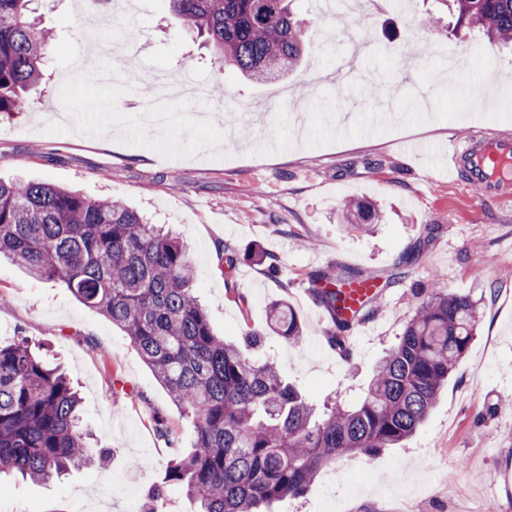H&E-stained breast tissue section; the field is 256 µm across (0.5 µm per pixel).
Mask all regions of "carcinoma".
I'll list each match as a JSON object with an SVG mask.
<instances>
[{
    "mask_svg": "<svg viewBox=\"0 0 512 512\" xmlns=\"http://www.w3.org/2000/svg\"><path fill=\"white\" fill-rule=\"evenodd\" d=\"M33 0H0V113L21 112L23 93L42 76L49 34L31 17ZM292 0H169L174 19L206 36L216 61L257 83L278 80L307 44ZM453 28L478 32L512 51V0H443ZM344 223L381 221L374 204L349 200ZM38 279L62 282L131 339L180 415L192 420L195 451L173 456L162 483L146 490L145 512H161L177 485L195 512H261L303 496L345 454L374 456L414 434L469 349L481 319L464 293L434 290L396 345L376 365L359 401L322 414L270 362L246 350L261 337L226 342L193 295L195 266L186 245L118 200L94 198L49 182L0 181V259ZM367 281L344 268L312 280L332 315L336 346L353 319L344 289ZM270 329L299 342L301 323L273 302ZM81 398L70 379L31 344L0 341V475L44 482L92 457L81 424Z\"/></svg>",
    "mask_w": 512,
    "mask_h": 512,
    "instance_id": "carcinoma-1",
    "label": "carcinoma"
}]
</instances>
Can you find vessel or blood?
Masks as SVG:
<instances>
[{
  "label": "vessel or blood",
  "instance_id": "obj_1",
  "mask_svg": "<svg viewBox=\"0 0 512 512\" xmlns=\"http://www.w3.org/2000/svg\"><path fill=\"white\" fill-rule=\"evenodd\" d=\"M448 173L482 197L512 201V135L475 130L448 146Z\"/></svg>",
  "mask_w": 512,
  "mask_h": 512
}]
</instances>
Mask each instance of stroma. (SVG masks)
Returning a JSON list of instances; mask_svg holds the SVG:
<instances>
[{
	"label": "stroma",
	"instance_id": "1",
	"mask_svg": "<svg viewBox=\"0 0 512 512\" xmlns=\"http://www.w3.org/2000/svg\"><path fill=\"white\" fill-rule=\"evenodd\" d=\"M52 35L43 78L25 111L0 114V179L25 178L117 199L166 224L188 245L194 288L213 328L231 340L261 333L252 355L273 360L316 407L355 402L433 289L481 306L477 336L428 419L400 447L349 454L304 497L274 512H506L512 504V202L481 199L448 175L442 148L474 123L512 134V55L477 37L424 21L442 0H376L356 29L342 15L297 0L310 50L283 81L257 84L218 69L202 39L171 17L168 0H121L112 18L87 0H35ZM132 28L138 69L203 84L194 101L169 88L115 76L100 97L70 102L89 86L93 48ZM462 65L449 71L448 50ZM304 89L297 128L282 85ZM491 97L474 107L460 85ZM154 103L183 124L134 131L132 112ZM412 142L427 145L416 156ZM364 199L382 214L369 229L342 224L337 206ZM263 251L259 264L247 250ZM236 263H229L230 254ZM343 266L379 278L368 316L331 343L335 326L311 280ZM285 300L302 325L299 343L270 331L268 309ZM27 337L60 361L79 389L90 448L103 465L43 483L0 480V512H127L162 479L173 452L189 454L182 418L128 336L59 282L0 262V338ZM165 416L170 438L156 430Z\"/></svg>",
	"mask_w": 512,
	"mask_h": 512
}]
</instances>
